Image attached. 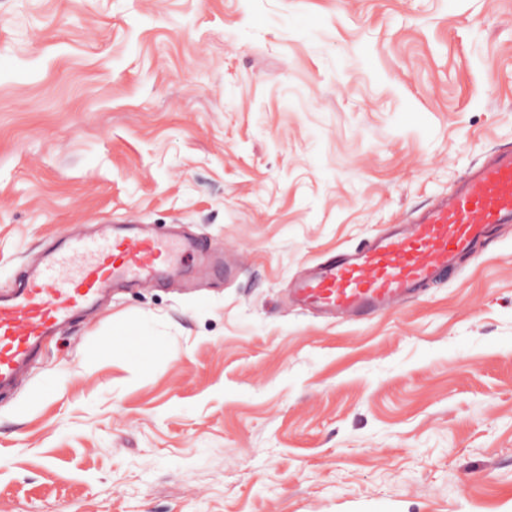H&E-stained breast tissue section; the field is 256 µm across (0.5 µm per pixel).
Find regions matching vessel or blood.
<instances>
[{
    "instance_id": "b4317fda",
    "label": "vessel or blood",
    "mask_w": 512,
    "mask_h": 512,
    "mask_svg": "<svg viewBox=\"0 0 512 512\" xmlns=\"http://www.w3.org/2000/svg\"><path fill=\"white\" fill-rule=\"evenodd\" d=\"M512 223V151L474 167L454 192L367 244L317 263L294 292L306 307L350 316L397 308L435 275L453 269L498 224ZM191 243L122 228L76 237L47 254L11 293L0 295V391L12 388L75 315L110 284L146 278Z\"/></svg>"
}]
</instances>
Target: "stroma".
I'll return each instance as SVG.
<instances>
[{"label": "stroma", "instance_id": "35a3bbf8", "mask_svg": "<svg viewBox=\"0 0 512 512\" xmlns=\"http://www.w3.org/2000/svg\"><path fill=\"white\" fill-rule=\"evenodd\" d=\"M498 151L512 0H0V294L104 224L220 258L0 395V512H512V224L395 310L289 294Z\"/></svg>", "mask_w": 512, "mask_h": 512}]
</instances>
